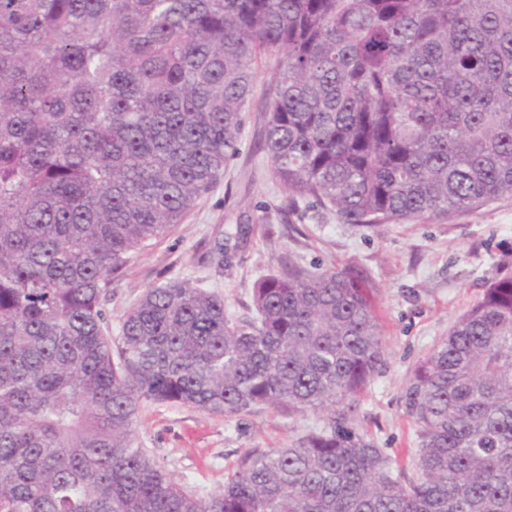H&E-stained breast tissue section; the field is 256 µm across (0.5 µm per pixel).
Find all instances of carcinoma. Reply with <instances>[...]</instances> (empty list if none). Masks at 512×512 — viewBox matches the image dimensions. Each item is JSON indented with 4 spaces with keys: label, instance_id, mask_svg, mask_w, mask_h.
<instances>
[{
    "label": "carcinoma",
    "instance_id": "cac0c4a2",
    "mask_svg": "<svg viewBox=\"0 0 512 512\" xmlns=\"http://www.w3.org/2000/svg\"><path fill=\"white\" fill-rule=\"evenodd\" d=\"M342 224L512 196V0H0V512H512V275L416 366L400 463L355 427L384 365L364 270L290 260L237 315L186 278L104 331L103 299L238 153ZM144 402L327 413L216 495L135 435Z\"/></svg>",
    "mask_w": 512,
    "mask_h": 512
}]
</instances>
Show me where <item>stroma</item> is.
<instances>
[{
    "mask_svg": "<svg viewBox=\"0 0 512 512\" xmlns=\"http://www.w3.org/2000/svg\"><path fill=\"white\" fill-rule=\"evenodd\" d=\"M277 69L274 55L255 63L238 155L182 223L135 254L103 302L109 325L118 329L147 288L174 277L202 281L242 314L256 281L281 262L364 268L378 289L386 364L368 386L355 425L392 457L410 460L418 438L405 414L404 389L418 360L482 297L488 278L512 275V196L474 213L404 224H342L333 212L305 207L291 223H281L277 209L287 193L258 148L266 94ZM218 241L231 257L220 274L208 262ZM324 421V414L312 411L290 415L265 408L231 419L147 402L140 407L136 433L175 482L206 497L222 490L227 470L246 451L286 446Z\"/></svg>",
    "mask_w": 512,
    "mask_h": 512,
    "instance_id": "1",
    "label": "stroma"
}]
</instances>
